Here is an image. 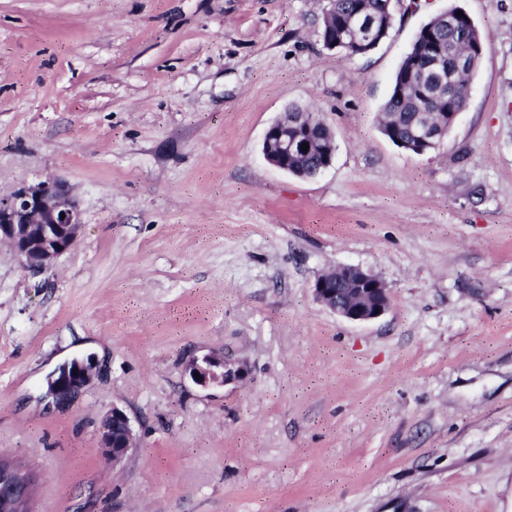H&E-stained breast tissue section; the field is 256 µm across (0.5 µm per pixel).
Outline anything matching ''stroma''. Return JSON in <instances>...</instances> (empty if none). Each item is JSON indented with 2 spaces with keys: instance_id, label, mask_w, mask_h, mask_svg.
I'll use <instances>...</instances> for the list:
<instances>
[{
  "instance_id": "stroma-1",
  "label": "stroma",
  "mask_w": 512,
  "mask_h": 512,
  "mask_svg": "<svg viewBox=\"0 0 512 512\" xmlns=\"http://www.w3.org/2000/svg\"><path fill=\"white\" fill-rule=\"evenodd\" d=\"M419 3L351 59L327 0H0V197L57 182L83 224L38 275L0 242V454L32 512H512V0ZM452 6L484 58L417 155L377 116ZM291 106L336 135L309 179L262 154ZM338 264L389 310L318 303ZM75 357L96 375L55 404ZM208 357L242 378L196 384ZM115 405L139 439L116 465ZM313 292L320 304L351 322L375 320L390 307L387 285L377 276L351 265H338L321 275ZM101 447L105 457L118 463L134 448H138L136 434L127 413L118 406H112L102 417L99 425Z\"/></svg>"
}]
</instances>
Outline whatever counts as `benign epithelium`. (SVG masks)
<instances>
[{"mask_svg":"<svg viewBox=\"0 0 512 512\" xmlns=\"http://www.w3.org/2000/svg\"><path fill=\"white\" fill-rule=\"evenodd\" d=\"M264 139L277 141L278 153L266 157L279 169L288 156H302L301 145L311 140L288 134V113H283L266 130ZM82 228L79 205L57 184L41 183L23 187L7 200H0V242L8 241L22 267L32 273L48 270L55 260L77 242ZM315 299L351 322H369L381 317L390 307L389 289L377 276L351 265H338L315 282ZM199 373L196 383L228 384L239 380L241 370L226 360H204L192 364ZM90 368L74 359L61 364L49 383V395L57 402L70 400L91 381ZM105 457L117 463L138 447L136 434L127 413L114 406L99 425ZM34 482L27 473L6 461L0 465V512H25L33 496Z\"/></svg>","mask_w":512,"mask_h":512,"instance_id":"benign-epithelium-1","label":"benign epithelium"}]
</instances>
